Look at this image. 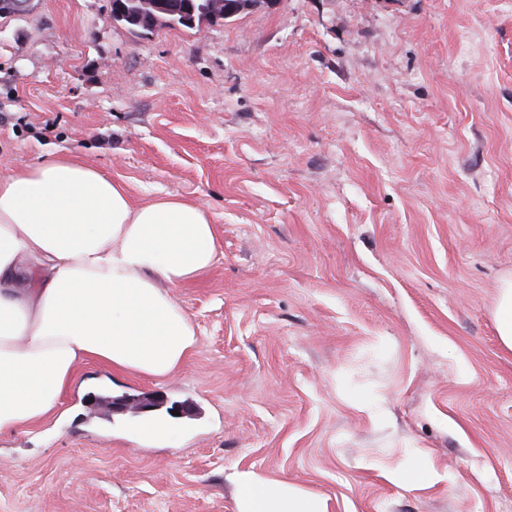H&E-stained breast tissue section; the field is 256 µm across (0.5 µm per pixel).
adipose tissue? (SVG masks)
Masks as SVG:
<instances>
[{
	"instance_id": "adipose-tissue-1",
	"label": "adipose tissue",
	"mask_w": 512,
	"mask_h": 512,
	"mask_svg": "<svg viewBox=\"0 0 512 512\" xmlns=\"http://www.w3.org/2000/svg\"><path fill=\"white\" fill-rule=\"evenodd\" d=\"M219 260L199 203L135 201L127 183L69 155L0 176V432H33L77 367L163 380L197 345L171 294ZM238 512H326L322 500L254 473Z\"/></svg>"
}]
</instances>
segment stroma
<instances>
[{"label":"stroma","mask_w":512,"mask_h":512,"mask_svg":"<svg viewBox=\"0 0 512 512\" xmlns=\"http://www.w3.org/2000/svg\"><path fill=\"white\" fill-rule=\"evenodd\" d=\"M60 154L204 205L220 260L172 291L198 334L177 373L81 364L62 418L0 433V512H237L242 472L326 512H512V0L143 36L111 0H33L0 18V174ZM421 461L437 481L405 485ZM495 321L502 344L512 350V278L504 279L499 286Z\"/></svg>","instance_id":"stroma-1"}]
</instances>
